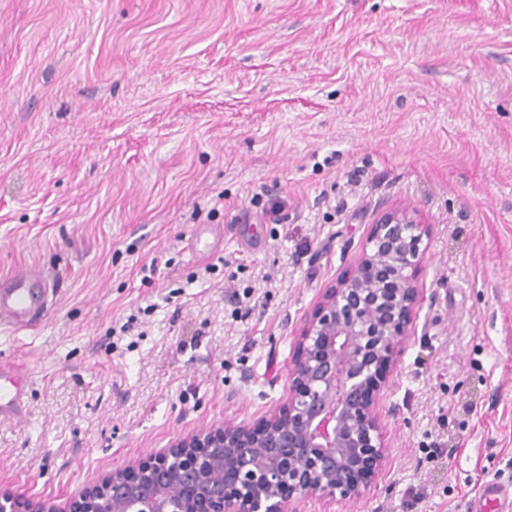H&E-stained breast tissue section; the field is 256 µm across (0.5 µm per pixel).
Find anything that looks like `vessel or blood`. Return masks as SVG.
<instances>
[{
	"instance_id": "vessel-or-blood-1",
	"label": "vessel or blood",
	"mask_w": 512,
	"mask_h": 512,
	"mask_svg": "<svg viewBox=\"0 0 512 512\" xmlns=\"http://www.w3.org/2000/svg\"><path fill=\"white\" fill-rule=\"evenodd\" d=\"M223 234L219 225L198 227L190 237L187 247L193 253L214 254ZM47 278L44 274L19 270L0 279V327L15 330L34 328L45 307ZM30 374L19 363H0V417L23 416L26 405V384ZM494 504V512H512V494L496 484L483 486L473 512H485L486 504Z\"/></svg>"
}]
</instances>
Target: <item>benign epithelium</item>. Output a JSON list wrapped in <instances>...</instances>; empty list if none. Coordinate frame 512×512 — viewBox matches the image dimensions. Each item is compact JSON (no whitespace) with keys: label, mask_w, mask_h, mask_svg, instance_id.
Segmentation results:
<instances>
[{"label":"benign epithelium","mask_w":512,"mask_h":512,"mask_svg":"<svg viewBox=\"0 0 512 512\" xmlns=\"http://www.w3.org/2000/svg\"><path fill=\"white\" fill-rule=\"evenodd\" d=\"M426 228L405 205L371 224L349 269L296 330L288 398L252 425L201 429L139 468H117L69 512H304L313 497L357 501L385 462L380 398L386 370L413 335ZM195 485L187 504L174 495ZM0 512H57L1 494Z\"/></svg>","instance_id":"1"}]
</instances>
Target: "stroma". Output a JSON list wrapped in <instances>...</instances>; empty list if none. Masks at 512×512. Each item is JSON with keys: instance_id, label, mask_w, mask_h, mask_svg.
<instances>
[{"instance_id": "obj_1", "label": "stroma", "mask_w": 512, "mask_h": 512, "mask_svg": "<svg viewBox=\"0 0 512 512\" xmlns=\"http://www.w3.org/2000/svg\"><path fill=\"white\" fill-rule=\"evenodd\" d=\"M398 204L429 233L386 464L305 512L512 491V0H0V278L54 284L39 326L0 330L31 372L0 491L65 512L276 408L297 327ZM200 224L224 227L207 260Z\"/></svg>"}]
</instances>
